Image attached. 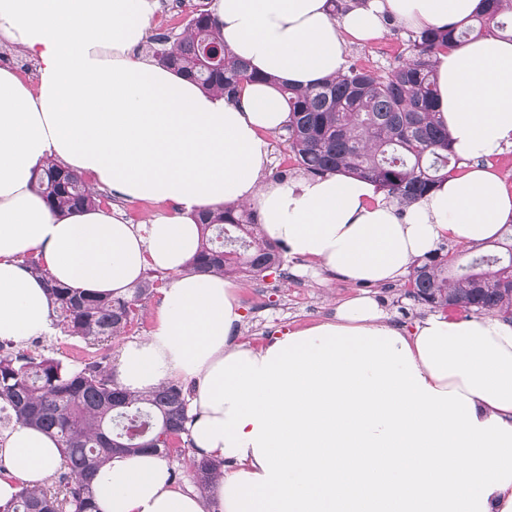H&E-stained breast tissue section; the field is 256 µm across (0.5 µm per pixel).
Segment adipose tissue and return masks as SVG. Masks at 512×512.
I'll list each match as a JSON object with an SVG mask.
<instances>
[{
	"label": "adipose tissue",
	"instance_id": "ef3b65f1",
	"mask_svg": "<svg viewBox=\"0 0 512 512\" xmlns=\"http://www.w3.org/2000/svg\"><path fill=\"white\" fill-rule=\"evenodd\" d=\"M481 0H365L332 16L328 0H210L235 57L299 88L342 71L347 38L393 16L421 30L466 19ZM158 0H0V44L32 77L0 67V339L46 335L51 304L24 265L38 257L78 291L123 294L165 272L154 325L126 343L114 376L133 392L195 382L190 437L224 466L204 493L166 460L116 456L96 482L98 512H512V323L433 312L413 328L355 297L332 319L253 348L223 276L191 274L200 212L255 207L288 254L351 281L404 274L441 240L495 238L512 194L489 159L512 146V41L484 36L439 53L438 104L463 174L403 208L340 174L264 180L269 134L287 120L275 88L239 100L135 49ZM52 159L111 190L112 204L52 212L35 191ZM170 203L129 223L122 202ZM0 502L42 485L61 462L48 434L15 425L0 443ZM5 66L14 69L25 77L32 75L34 71L32 61L15 48L5 47L0 49V67Z\"/></svg>",
	"mask_w": 512,
	"mask_h": 512
}]
</instances>
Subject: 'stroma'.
I'll list each match as a JSON object with an SVG mask.
<instances>
[{
  "label": "stroma",
  "instance_id": "1",
  "mask_svg": "<svg viewBox=\"0 0 512 512\" xmlns=\"http://www.w3.org/2000/svg\"><path fill=\"white\" fill-rule=\"evenodd\" d=\"M406 32L403 22L390 21L380 37L348 42L345 56L347 60L359 61L367 69L385 71L399 63ZM233 282L244 313L240 339L255 348L286 332L332 317L339 303L358 295L373 297L389 316L403 324H412L429 313L426 306L407 296V277L380 284H362L341 279L328 271L315 276L305 271L302 259L289 255L284 258L282 271L270 272L259 279L241 275L234 277ZM0 348L13 354L40 351L66 363L75 362L85 354L83 342L63 336L56 329L24 344L4 341Z\"/></svg>",
  "mask_w": 512,
  "mask_h": 512
}]
</instances>
